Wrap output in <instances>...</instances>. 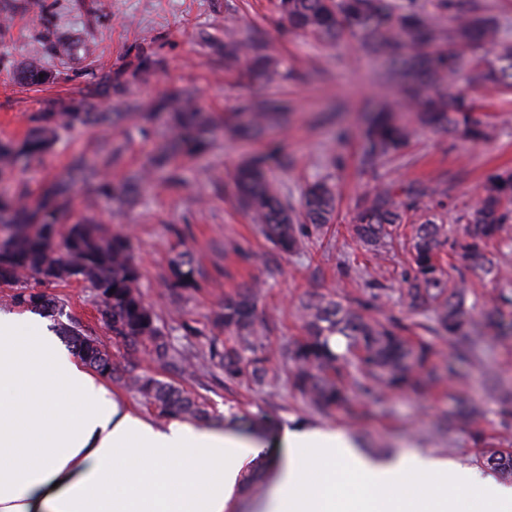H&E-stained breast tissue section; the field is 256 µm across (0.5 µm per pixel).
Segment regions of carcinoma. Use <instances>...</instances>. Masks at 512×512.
Instances as JSON below:
<instances>
[{"mask_svg": "<svg viewBox=\"0 0 512 512\" xmlns=\"http://www.w3.org/2000/svg\"><path fill=\"white\" fill-rule=\"evenodd\" d=\"M446 6L452 20L448 39L454 44H478L486 50L485 58L467 70L453 48L431 56L429 49L439 38V28L429 13L414 7L399 10L393 0L277 3L282 19L303 35L328 41L359 36L366 50L392 58L400 56L398 35L405 34L416 67L412 69L414 86L403 91L401 108L426 127L469 142L486 141L494 136V129L477 116L475 105L463 95L431 90L428 81L451 85L463 75L474 85L512 93V42L502 37L497 18L471 0H446ZM53 58L71 72L88 70L97 61L94 50L78 39L59 41L53 47ZM220 60L242 81L258 77L272 82L279 76L275 61L261 52L259 40L253 37L241 39L235 33L226 34ZM161 65L162 59L155 52L142 47L109 82L87 90L77 100L50 103L33 115L22 138L0 140L2 177L19 165L26 169L39 163L65 130L83 126L104 134L98 157L74 154L69 162V178L44 185L35 202H28L23 192L0 195V288L10 290L11 305L53 318L59 336L84 365L134 392L161 419H210L205 404L183 387L147 375L134 362L122 369L114 367L109 352L66 311V303L31 286L29 280L56 285L72 280L89 283L100 321L112 335L128 348H151L156 361L182 376L194 377L217 367L226 380H245L264 387L273 379L272 362H283L292 390L310 413L322 417L348 403L353 389L367 395L376 391H416L434 387L444 375L452 374L451 365L444 375L423 373L432 347L416 335L418 329L455 339L460 359L471 361L479 359L485 337L512 338V295L491 296L488 310L477 316L467 307L468 277L477 273L498 275L489 245L512 239V169H502L485 179L478 207L459 217L465 226L461 236L451 243L443 220L423 204L424 199L439 193L434 187L380 185L357 209L351 228L353 237L378 255L399 236L410 212L421 211L408 244L412 276L403 296L413 309L431 308L433 324L406 323L395 317L381 321L369 316L366 303L360 299L326 296L301 303L298 311L303 336L289 346L273 349L262 341L255 322L260 291L244 288L224 295V304L214 313L213 326L224 330V339H209L206 349L196 357L178 347L141 294L140 271L130 239L122 235L106 237L88 218L61 221L76 182L93 186L97 196L116 204L137 195L143 181L153 174L173 184L183 182L181 161L197 158L210 148L205 132L217 121L203 111L191 92H171L158 101L150 117L152 121H164L168 133L144 169L119 185L110 179L109 172L120 165L124 150L106 137L107 131L125 116L140 111L136 100L126 98L128 82L148 76ZM13 74L20 84L38 90L57 83L64 70L35 46ZM112 95L123 99L124 111L112 112L100 106L101 98ZM238 120L242 125L232 133L242 135L286 122V109L253 104L250 111L238 114ZM362 135L365 157L375 161L403 146L411 129L383 114ZM272 163L285 164L276 149L235 170L232 179L236 202L277 251L295 253L304 247L311 232L320 234L333 222L337 192L325 181L313 182L303 191L297 208L273 189L267 175ZM446 243L463 266L445 269L438 249ZM200 276L193 257L178 254L170 266L171 294L178 300L189 299L198 291ZM334 336L343 341L340 351L331 347ZM472 440L481 448L477 462L482 469L512 478V448L486 442L479 428L473 430Z\"/></svg>", "mask_w": 512, "mask_h": 512, "instance_id": "cac0c4a2", "label": "carcinoma"}]
</instances>
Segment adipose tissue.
Instances as JSON below:
<instances>
[{"mask_svg":"<svg viewBox=\"0 0 512 512\" xmlns=\"http://www.w3.org/2000/svg\"><path fill=\"white\" fill-rule=\"evenodd\" d=\"M280 467L258 512H483L512 484L416 454L376 464L330 429L284 425ZM257 456L233 428L134 410L65 352L44 321L0 312V512H228Z\"/></svg>","mask_w":512,"mask_h":512,"instance_id":"ef3b65f1","label":"adipose tissue"}]
</instances>
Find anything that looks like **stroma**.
<instances>
[{
	"label": "stroma",
	"instance_id": "35a3bbf8",
	"mask_svg": "<svg viewBox=\"0 0 512 512\" xmlns=\"http://www.w3.org/2000/svg\"><path fill=\"white\" fill-rule=\"evenodd\" d=\"M49 2L57 14L54 34L89 40L100 64L40 92L18 85L13 68L25 59L39 33L29 26L27 15L16 13L10 29L0 32V139L21 138L31 114L47 100L66 99L86 85L105 83L141 46L150 47L164 60L161 69L129 87V97L142 105H150L169 90L189 88L206 111L228 122L256 100L281 101L290 108L287 124L267 127L252 137L217 136L206 155L190 161L183 185L151 182L121 209L106 206L88 187L74 190V216L95 217L106 234H121L132 241L141 272L140 289L165 327L177 330L187 319L202 330V337L192 340L191 350L203 349L206 337L213 335L210 318L225 291L256 283L263 287L256 306L257 323L264 329L266 343L274 348L301 336L299 303L322 296L363 299L369 314L379 319L430 322V311L410 309L403 299L408 267L366 253L351 238L348 226L360 200L375 185L420 181L440 186L448 235L460 236L457 218L476 207L486 177L512 168V98L503 99L489 89L458 80L454 92L473 99L479 116L495 125L491 141L471 144L419 128L407 146L365 168L362 132L368 114L383 104H398L401 86L384 80L389 69L385 58L366 53L360 38L347 36L324 43L300 35L281 20L276 0H112L111 11L91 27L85 13L73 9L72 0ZM229 31L259 36L266 54L278 63L280 79L244 84L225 71L216 50ZM141 124V118L130 117L110 132L112 140L125 149L122 165L112 171L113 182L140 170L154 147L153 140L140 134ZM100 138V133L84 128L63 133L40 164L0 180V195L23 191L29 200H36L45 183L65 177L72 154L93 153ZM274 147L288 163L270 166L268 177L288 201L299 203L305 187L318 180L337 185L340 192L336 221L327 235L312 238L308 248L288 256L276 253L232 198L234 170ZM185 249L204 277L195 297L178 304L166 277L171 260ZM492 252L499 263L498 277L471 278L468 303L478 310L484 309L488 295L512 292V241L494 245ZM374 269L379 270L383 286L376 294L370 291L367 277ZM43 290L64 300L68 311L98 336L116 367L132 361L155 378L190 391L205 402L220 427L239 426L244 417L256 420L257 431L267 434L293 423L331 427L377 460L416 453L472 469L477 449L469 425L446 427L449 412L466 398L480 408L479 427L512 442V404L486 397L483 387L485 376L491 375L512 389V340L486 337L479 360L471 364L455 361L451 339H435L429 367L441 372L454 366L447 380L422 393L361 396L331 416L320 417L309 413L285 378L261 390L209 373L185 379L155 361L148 349L128 350L99 322L88 283L47 284Z\"/></svg>",
	"mask_w": 512,
	"mask_h": 512
}]
</instances>
